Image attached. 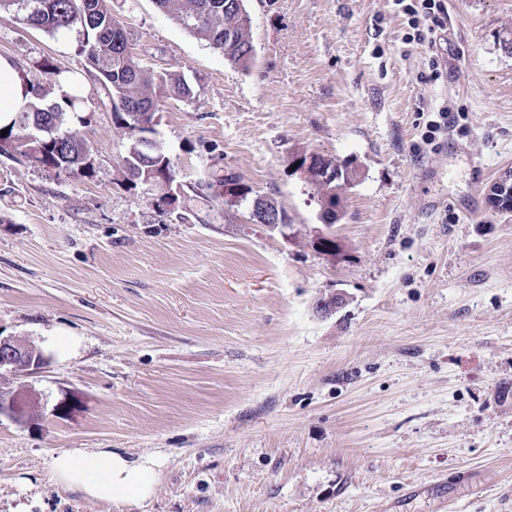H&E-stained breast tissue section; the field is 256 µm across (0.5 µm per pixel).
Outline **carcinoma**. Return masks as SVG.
Listing matches in <instances>:
<instances>
[{
    "mask_svg": "<svg viewBox=\"0 0 512 512\" xmlns=\"http://www.w3.org/2000/svg\"><path fill=\"white\" fill-rule=\"evenodd\" d=\"M162 11L178 21L185 29L208 43H213L231 27L241 45L224 52V58L243 69L254 61V48L250 35V18L244 0H160ZM13 9L23 14L28 25L50 33L84 29L80 53L90 54L103 73L101 85L110 96H120L133 105L147 104L158 109L159 102L169 96L191 99L196 95L192 86L183 78L168 72H156L140 65L131 51L126 49L129 34L112 17L106 0H0V10ZM122 40V48L113 44V36ZM40 113L44 121L54 124L53 136L59 145L48 148L42 163L52 169L65 167L73 170L82 162L85 143L63 130L69 115L56 104L46 108L31 103L15 114L7 128L6 136L0 138L13 150L26 147L25 139L36 135L33 115ZM141 157L128 160L131 166L150 167L163 162V150L140 147ZM318 163L332 171H339V180L309 181L318 197L338 201L339 189L352 180L353 170L348 163L340 164L331 158L318 157ZM219 186L227 194L236 193L247 199L248 190L240 178L229 171L216 176Z\"/></svg>",
    "mask_w": 512,
    "mask_h": 512,
    "instance_id": "obj_1",
    "label": "carcinoma"
}]
</instances>
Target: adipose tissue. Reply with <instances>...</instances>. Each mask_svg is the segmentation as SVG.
<instances>
[{"instance_id": "adipose-tissue-1", "label": "adipose tissue", "mask_w": 512, "mask_h": 512, "mask_svg": "<svg viewBox=\"0 0 512 512\" xmlns=\"http://www.w3.org/2000/svg\"><path fill=\"white\" fill-rule=\"evenodd\" d=\"M35 99L31 84L11 61L0 57V125L8 124L15 112ZM51 470L58 483L106 502L148 499L157 479L154 458L133 461L106 449L61 452L52 459Z\"/></svg>"}]
</instances>
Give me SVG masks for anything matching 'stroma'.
Masks as SVG:
<instances>
[{"instance_id":"1","label":"stroma","mask_w":512,"mask_h":512,"mask_svg":"<svg viewBox=\"0 0 512 512\" xmlns=\"http://www.w3.org/2000/svg\"><path fill=\"white\" fill-rule=\"evenodd\" d=\"M244 5L246 70L154 0L108 2L141 64L196 91L163 99L156 127L178 181L208 186L180 215L122 182L132 139L81 29L0 12V56L45 104L60 91L45 61L83 76L87 120L65 129L97 159L82 177L0 155V336L48 357L0 371L42 412L32 427L0 415V512H436V482L461 469L476 490L460 512H512V216L486 204L512 169V0H445L432 47L404 42L394 0ZM444 107L447 130L423 144ZM299 152L356 169L336 224ZM228 171L288 229L225 199ZM323 236L337 251L316 249ZM65 398L79 405L60 418ZM76 449L154 458L153 496L59 485L50 461ZM410 480L426 498L406 500Z\"/></svg>"}]
</instances>
